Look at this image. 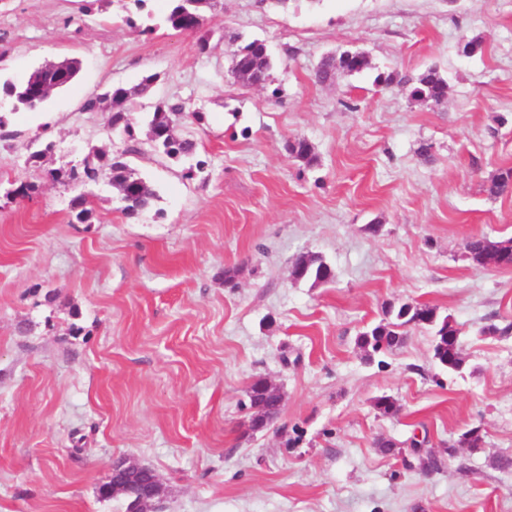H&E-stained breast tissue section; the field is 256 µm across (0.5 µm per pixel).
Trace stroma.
Returning a JSON list of instances; mask_svg holds the SVG:
<instances>
[{
    "label": "stroma",
    "mask_w": 512,
    "mask_h": 512,
    "mask_svg": "<svg viewBox=\"0 0 512 512\" xmlns=\"http://www.w3.org/2000/svg\"><path fill=\"white\" fill-rule=\"evenodd\" d=\"M220 7L202 53L157 0H0L1 80L82 64L40 110L0 103V512H126L99 494L120 458L158 475L159 512H512V468L495 465L512 457V333L485 331L512 322V268L465 254L472 236L512 238V196L481 190L512 167V0ZM233 35L267 42L270 86L231 77ZM474 35L481 51L459 55ZM339 49L367 53L370 70L316 83ZM432 65L448 80L437 105L374 84ZM150 73L130 154L82 104ZM177 99L202 114L178 128L205 163L192 176L147 137L155 104ZM296 137L314 163L289 158ZM121 153L157 193L133 217L106 173ZM88 158L98 181L49 179ZM24 183L38 194L11 196ZM82 193L92 221L70 223ZM303 252L332 279L293 281ZM404 302L452 318L461 372L435 363L422 327L381 362L365 358L357 336ZM260 376L283 407L248 436ZM382 394L397 414L375 410ZM474 426L481 447L447 456ZM423 436L440 460L431 473L378 447Z\"/></svg>",
    "instance_id": "stroma-1"
}]
</instances>
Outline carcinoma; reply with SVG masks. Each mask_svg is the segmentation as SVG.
<instances>
[{
  "instance_id": "1",
  "label": "carcinoma",
  "mask_w": 512,
  "mask_h": 512,
  "mask_svg": "<svg viewBox=\"0 0 512 512\" xmlns=\"http://www.w3.org/2000/svg\"><path fill=\"white\" fill-rule=\"evenodd\" d=\"M168 9L165 22L175 30L199 35L196 42L198 51L207 52L209 36L207 27L215 18L219 0H167ZM231 57V70L234 80L250 86H266L270 81L273 59L266 41L254 39L242 44L237 38H231L228 49ZM370 68L368 57L358 51L340 50L325 55L314 72L316 82L333 83L340 76H353ZM80 70V62L74 58L63 59L46 64L36 69L29 78L19 84L5 80L0 82V99H8L13 109L23 108L34 110L48 97L49 93L70 86ZM155 81V75L145 76L134 88L114 86L105 93L96 96L86 103L87 112H107L110 126L123 129L128 139L135 140L133 118L125 108L126 103L145 93ZM401 85L414 101L437 104L447 94L448 82L440 71L429 67L416 78L403 80L391 72H380L375 77V84L388 88L393 84ZM200 112L192 110L185 103L171 104L160 101L155 104L152 117L148 122L149 133L153 135L151 142L156 150L174 160H191L197 155V142L177 133L180 123L187 120H199ZM288 154L296 161L310 164L314 160L313 149L305 138H295L287 143ZM110 180L118 190L124 203L125 215L133 217L147 209L154 198L155 192L140 178L129 172L123 157L117 156L109 165ZM99 169L85 164L82 171L74 168L52 169L48 176L54 182L70 185L96 180ZM482 190L491 199L512 194V167L504 168L492 175L482 184ZM89 200L81 194L74 200V220L78 224H87L93 216ZM470 259L478 266L484 265L487 256L500 245L484 236L469 239ZM301 269V279L315 283L331 278L332 272L328 265L317 255L302 253L296 258ZM410 326L427 327L433 331L435 344L434 358L437 364L446 370L461 368L463 360L457 348V328L450 317H441L435 308L420 303H401L389 305L384 317L377 323L361 332L356 345L368 358L384 354L402 346L406 339V328ZM248 409L250 411L248 429L260 431L278 417L281 407L276 396L259 382H254L248 390ZM378 447L385 453L411 456L404 460L408 467L418 466L423 471L437 468V460L431 450L423 447V442L412 439L408 447L400 448L391 440L379 442Z\"/></svg>"
}]
</instances>
